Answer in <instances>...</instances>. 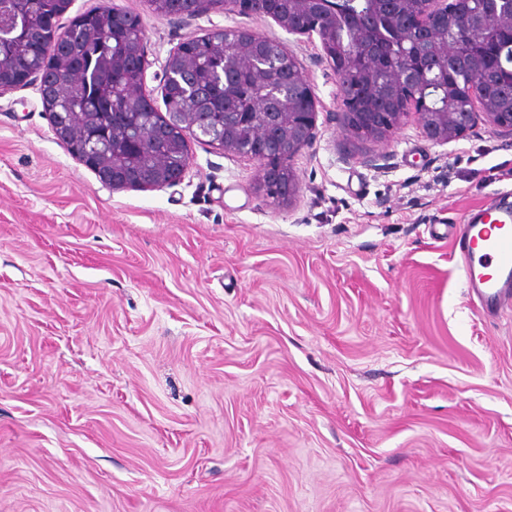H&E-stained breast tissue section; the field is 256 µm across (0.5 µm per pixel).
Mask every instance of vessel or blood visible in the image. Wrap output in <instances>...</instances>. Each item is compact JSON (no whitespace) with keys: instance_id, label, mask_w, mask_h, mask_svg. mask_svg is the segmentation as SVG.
Segmentation results:
<instances>
[{"instance_id":"b4317fda","label":"vessel or blood","mask_w":512,"mask_h":512,"mask_svg":"<svg viewBox=\"0 0 512 512\" xmlns=\"http://www.w3.org/2000/svg\"><path fill=\"white\" fill-rule=\"evenodd\" d=\"M459 249L465 279L480 299L497 307L511 303L502 283L512 278V213L467 225Z\"/></svg>"}]
</instances>
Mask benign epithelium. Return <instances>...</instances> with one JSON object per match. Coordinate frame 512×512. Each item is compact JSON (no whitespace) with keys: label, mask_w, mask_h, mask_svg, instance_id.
<instances>
[{"label":"benign epithelium","mask_w":512,"mask_h":512,"mask_svg":"<svg viewBox=\"0 0 512 512\" xmlns=\"http://www.w3.org/2000/svg\"><path fill=\"white\" fill-rule=\"evenodd\" d=\"M193 2L182 15L241 13V0ZM52 4L53 16L40 17L36 26L43 34L39 66L13 76L0 62V96L38 86L57 139L70 148L80 142L76 157L104 186L175 185L190 164L183 141L195 139L252 160L261 190L284 206L295 201L300 185L292 162L316 137L320 102L283 41L240 27L183 41L170 51L164 76L172 75L185 48L226 39L232 57L224 61V73L249 68L252 81L237 87L222 114L179 113L180 141L171 122H154L159 109L142 80L135 97L151 112L131 140L136 151L114 145L109 152L95 131V113L71 112L65 99L50 95L53 87L78 83L64 59L77 19L59 24L71 0ZM251 14L291 35L318 40L321 61L336 74L338 127L348 141L383 143L411 116L434 145L458 141L480 123L512 136V0H256ZM144 41L143 34L129 41L143 75L149 67ZM300 99L304 112L295 111Z\"/></svg>","instance_id":"obj_1"}]
</instances>
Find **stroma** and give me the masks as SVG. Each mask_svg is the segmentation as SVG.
Instances as JSON below:
<instances>
[{"label":"stroma","instance_id":"obj_1","mask_svg":"<svg viewBox=\"0 0 512 512\" xmlns=\"http://www.w3.org/2000/svg\"><path fill=\"white\" fill-rule=\"evenodd\" d=\"M99 6L141 17L154 90L204 31L284 40L318 132L288 207L196 141L177 185L113 190L36 86L0 97V512H512V304L456 255L473 213L512 209V138L352 144L318 41L146 0L60 22Z\"/></svg>","mask_w":512,"mask_h":512}]
</instances>
